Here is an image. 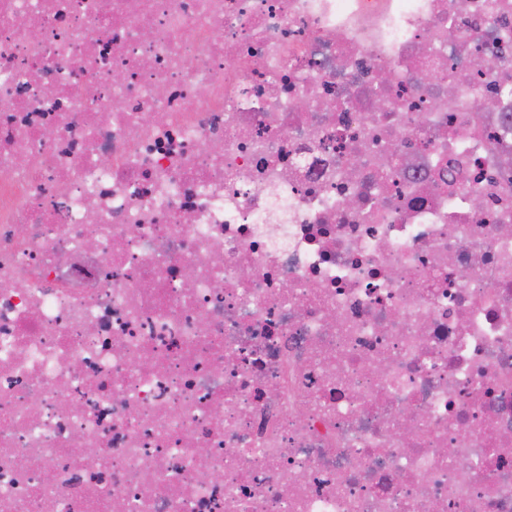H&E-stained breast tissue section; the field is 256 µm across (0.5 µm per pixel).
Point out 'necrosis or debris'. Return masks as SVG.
Segmentation results:
<instances>
[{"instance_id":"1","label":"necrosis or debris","mask_w":512,"mask_h":512,"mask_svg":"<svg viewBox=\"0 0 512 512\" xmlns=\"http://www.w3.org/2000/svg\"><path fill=\"white\" fill-rule=\"evenodd\" d=\"M0 512H512V0H0Z\"/></svg>"}]
</instances>
